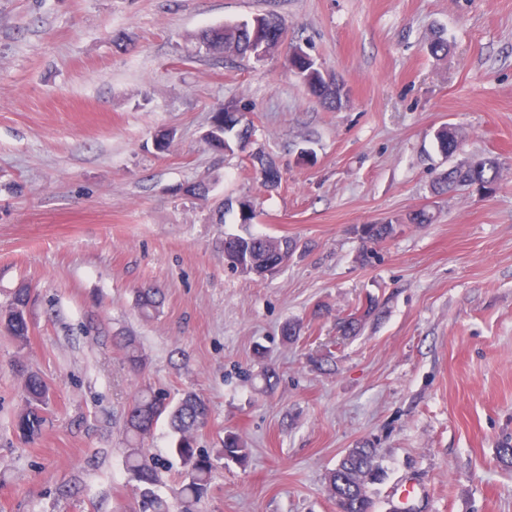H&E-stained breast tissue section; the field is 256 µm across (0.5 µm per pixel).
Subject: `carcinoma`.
Returning <instances> with one entry per match:
<instances>
[{
	"mask_svg": "<svg viewBox=\"0 0 512 512\" xmlns=\"http://www.w3.org/2000/svg\"><path fill=\"white\" fill-rule=\"evenodd\" d=\"M196 39L206 51L226 61L266 60L278 48L264 46L255 30L253 20L224 24L202 31ZM290 70L306 87L307 91L323 106L329 109L342 107L348 98L343 82L337 77L323 72L320 68L301 59L288 57ZM235 104L229 103L213 112V124L208 134L211 150L224 152V141L236 142L239 138L236 124L224 125V114L236 112ZM439 152L450 159L461 144L458 134H448V125L440 126L435 132ZM501 165L492 157L481 159L477 165L455 164L438 173L436 189L446 193L459 186H473L482 191L488 184L498 183ZM395 232V224H364L360 229L363 243L362 260L371 259L368 245L383 241ZM291 243L290 239L268 235H231L224 238V251L234 253L244 263L259 268L274 264L281 251V242ZM135 305L139 314L151 319L162 305L159 292L150 288L135 291ZM31 301L30 290H16L8 306L0 311V328L19 347L30 342L31 327L28 321V308ZM377 309L376 300L368 299L360 314L353 318H343L337 323L338 332L344 336H355L363 322ZM121 348L128 365L135 371L143 369L145 357L133 336L121 339ZM23 408L14 420V428L20 438L33 441L37 438L46 421L49 407V387L38 375L25 378L22 390ZM210 408L199 395L188 391L177 402L159 390L145 387L134 396L125 417V470L129 481L135 483L142 496L157 502L154 488L160 483L158 463L148 455L145 448L147 438L152 434L160 419L168 420L175 434L171 453L182 465V480L175 490L182 505V512H196L198 503L208 494L213 473L223 460L244 462L248 457L241 439L233 432L224 434L219 448L204 452L195 447L198 431L209 422ZM378 477L375 449L366 445L348 449L327 477L328 489L336 502L338 512H372L373 501L368 495V484Z\"/></svg>",
	"mask_w": 512,
	"mask_h": 512,
	"instance_id": "obj_1",
	"label": "carcinoma"
}]
</instances>
